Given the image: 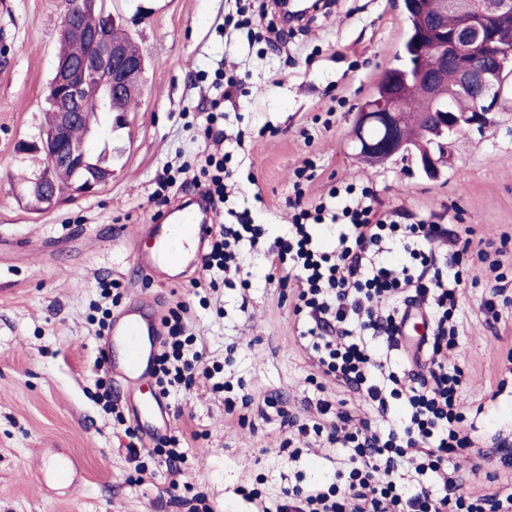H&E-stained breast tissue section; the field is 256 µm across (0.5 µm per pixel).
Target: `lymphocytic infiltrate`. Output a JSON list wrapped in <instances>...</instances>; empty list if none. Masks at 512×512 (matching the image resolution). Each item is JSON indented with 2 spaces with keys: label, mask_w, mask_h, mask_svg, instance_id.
Segmentation results:
<instances>
[{
  "label": "lymphocytic infiltrate",
  "mask_w": 512,
  "mask_h": 512,
  "mask_svg": "<svg viewBox=\"0 0 512 512\" xmlns=\"http://www.w3.org/2000/svg\"><path fill=\"white\" fill-rule=\"evenodd\" d=\"M294 196L287 236L266 238L262 225L248 212H237L229 224L215 225L202 257L206 270L241 274L237 246L248 241L261 249L270 273L285 272L294 284L295 315L304 316L300 338L308 340L325 374L361 391L368 403L367 417L331 412L317 402L320 422L299 423L282 417V424L299 435H325L329 444L347 449L345 485L293 486L283 491L276 510L249 492L257 512H512V489L473 497L456 495L457 478L448 473V457L471 447L464 429L460 396L462 374L448 368V353L457 346L459 265L475 249L472 239L449 232L442 224L401 223L398 212L381 213L372 185L353 183L331 188L327 198L306 200L304 171H295ZM330 222L339 232L332 247L317 246L313 225ZM398 245L401 264L378 261L385 245ZM424 308L434 328L427 342L424 369L395 372L377 361L371 337L384 338L397 349L402 307ZM155 377L160 390L195 373L211 377L204 365V348L188 333L180 314L166 320ZM403 401L406 414L399 427L383 429L391 400ZM410 463L417 475L439 478L445 492L433 494L427 486L404 489L394 472L398 463Z\"/></svg>",
  "instance_id": "obj_1"
}]
</instances>
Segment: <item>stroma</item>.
<instances>
[{
	"instance_id": "obj_1",
	"label": "stroma",
	"mask_w": 512,
	"mask_h": 512,
	"mask_svg": "<svg viewBox=\"0 0 512 512\" xmlns=\"http://www.w3.org/2000/svg\"><path fill=\"white\" fill-rule=\"evenodd\" d=\"M262 0H107L146 58L145 92L112 126V178L98 193L67 198L37 212L19 202L14 184L40 167L17 144L44 121L46 90L58 51L61 0H6L0 6V512H191L204 498L213 512H254L244 490H262L275 506L283 488L330 483L344 456L324 438L296 437L277 416L260 412L274 395L288 414L318 420L317 401L362 418L363 397L323 373L297 333L291 288L268 282L257 250L240 249L250 285L217 282L207 271L178 282L127 275L137 243L165 214L154 199L163 166L198 172L212 141L203 134L214 80L232 69L246 95L225 102L226 120L243 145L229 164L238 186L230 203L248 210L268 237L288 233L294 171L311 165V198L343 182H371L385 211L463 233L472 229L487 260L473 259L461 285L459 346L450 361L463 373L462 401L474 420L475 449L452 459L463 495L512 486V468L493 454L512 439V99L491 125L455 137L452 158L428 178L408 158L372 168L356 156L351 133L357 108L374 93L404 39L402 0H335L307 18L304 34L272 46L260 36L273 15ZM244 6L248 26L226 34L224 16ZM262 191L254 199L248 176ZM497 270H490V263ZM119 283V299L102 286ZM498 287L505 330L486 322L483 302ZM157 319L183 316L200 336L206 364L222 371L171 388L170 435L179 438L181 475L171 477L155 440L129 457L132 419L125 390L99 359V321L132 300ZM229 382L230 390L213 389ZM111 404H104V390ZM298 455H291V448ZM83 470L77 486L56 476L65 457ZM178 490H171V480Z\"/></svg>"
}]
</instances>
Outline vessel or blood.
<instances>
[{"label":"vessel or blood","mask_w":512,"mask_h":512,"mask_svg":"<svg viewBox=\"0 0 512 512\" xmlns=\"http://www.w3.org/2000/svg\"><path fill=\"white\" fill-rule=\"evenodd\" d=\"M169 224L154 225L144 247L137 252L133 273L165 279L169 271L182 265L190 246H203L214 220V213L204 202L194 208L182 206L173 211ZM109 346L101 348L100 359L111 365L110 345L121 346L125 351L119 371L124 379L148 387L152 380L153 361L160 342L158 324L144 302L138 301L112 319L108 332ZM137 422L147 423L150 434H157L166 423V409L162 398L138 405L135 409Z\"/></svg>","instance_id":"obj_1"}]
</instances>
